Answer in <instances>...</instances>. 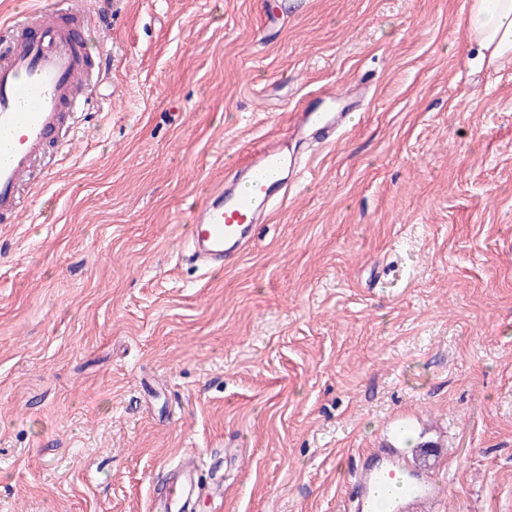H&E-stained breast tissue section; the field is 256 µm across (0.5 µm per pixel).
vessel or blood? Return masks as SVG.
<instances>
[{"instance_id": "b4317fda", "label": "vessel or blood", "mask_w": 512, "mask_h": 512, "mask_svg": "<svg viewBox=\"0 0 512 512\" xmlns=\"http://www.w3.org/2000/svg\"><path fill=\"white\" fill-rule=\"evenodd\" d=\"M12 37L0 41V221L14 223L22 209L26 178L41 169L54 174L48 148L66 118L85 115L92 99L74 102V81L87 69L83 41L53 19L22 15ZM353 91L328 88L298 112L292 135L322 146L336 142L351 122ZM307 163L274 140L262 146L246 170L216 184L189 214L183 256L193 266L220 272L248 250L264 219L281 207L293 185L303 179ZM202 458H188L168 468L155 488L151 512H195L201 498L221 494L220 485L200 484ZM358 512H418L436 495L395 456H363L357 476Z\"/></svg>"}]
</instances>
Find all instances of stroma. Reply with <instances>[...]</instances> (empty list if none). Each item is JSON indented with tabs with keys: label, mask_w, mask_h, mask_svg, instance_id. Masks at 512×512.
<instances>
[{
	"label": "stroma",
	"mask_w": 512,
	"mask_h": 512,
	"mask_svg": "<svg viewBox=\"0 0 512 512\" xmlns=\"http://www.w3.org/2000/svg\"><path fill=\"white\" fill-rule=\"evenodd\" d=\"M103 0H82L93 14ZM469 0H120L56 175L0 223V512H149L179 457L196 512H345L363 454L433 443L425 512H512V63ZM71 0H0V37ZM343 139L222 275L190 208L323 86ZM463 23L479 68L497 69L512 62L511 0H471Z\"/></svg>",
	"instance_id": "35a3bbf8"
}]
</instances>
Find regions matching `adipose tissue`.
<instances>
[{
    "label": "adipose tissue",
    "instance_id": "obj_1",
    "mask_svg": "<svg viewBox=\"0 0 512 512\" xmlns=\"http://www.w3.org/2000/svg\"><path fill=\"white\" fill-rule=\"evenodd\" d=\"M463 23L478 67L512 62V0H471Z\"/></svg>",
    "mask_w": 512,
    "mask_h": 512
}]
</instances>
